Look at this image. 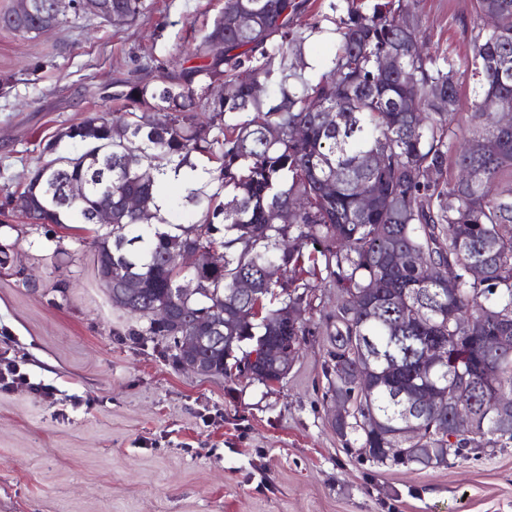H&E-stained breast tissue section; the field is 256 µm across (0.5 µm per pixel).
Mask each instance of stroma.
Wrapping results in <instances>:
<instances>
[{
    "instance_id": "stroma-1",
    "label": "stroma",
    "mask_w": 512,
    "mask_h": 512,
    "mask_svg": "<svg viewBox=\"0 0 512 512\" xmlns=\"http://www.w3.org/2000/svg\"><path fill=\"white\" fill-rule=\"evenodd\" d=\"M145 5L122 25L0 27V357L54 388L0 390V512H512V447L423 469L344 446L322 400L318 317L280 383L198 375L113 308L90 248L97 225H35L7 207L58 129L111 108L103 86L149 61L178 68L224 0ZM422 5L427 48L468 54L472 0Z\"/></svg>"
}]
</instances>
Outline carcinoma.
<instances>
[{"instance_id": "1", "label": "carcinoma", "mask_w": 512, "mask_h": 512, "mask_svg": "<svg viewBox=\"0 0 512 512\" xmlns=\"http://www.w3.org/2000/svg\"><path fill=\"white\" fill-rule=\"evenodd\" d=\"M313 5L224 0L180 69L156 66L155 86L113 81L114 114L93 112L59 131L47 148L66 141L73 151L37 167L8 198L27 197L22 215L56 225L90 224L112 203V229L91 242L97 272L110 268L116 278L131 263L142 276L137 288L112 289V306L147 320V333L173 349L198 321L224 324V337L201 349L213 376L240 377L239 362L255 352L252 380L265 383L280 366L283 326L307 335L319 288L336 290L323 313L322 373L324 398L348 407L331 423L347 447L432 448L439 466L467 448H510L512 410L494 398L512 393V126L486 115L512 109V0H476L472 52L462 60L419 43L421 0H329L304 27ZM112 11L132 22L143 0H112ZM244 12L254 21L241 29L235 18ZM61 23L47 8L35 23L3 28L28 34ZM324 33L335 51L314 79L304 48ZM396 52L398 66L383 69ZM461 70L473 80L468 137L456 112ZM196 157L216 166L201 186L172 197L159 176L197 168ZM463 167L478 172L477 182L457 180L453 169ZM72 182L84 187L76 202L59 194ZM128 195L140 197L139 210L123 207ZM158 195L169 213L186 201L196 210L179 222L159 217ZM289 209L291 222L271 221ZM189 246L210 262H180ZM477 265L480 279L470 274ZM271 266L282 274L270 283ZM450 267L451 282L427 273ZM193 276L206 281L204 292L175 293ZM243 280L251 291L238 289ZM156 308L173 320L154 319ZM408 308L416 316L406 322ZM492 337L499 341L490 350ZM438 338L448 343L441 370L425 360ZM364 373L371 383L362 387ZM414 381L439 385L442 398L420 408L423 431L408 438L394 394L416 405ZM460 414L472 435L454 431Z\"/></svg>"}]
</instances>
